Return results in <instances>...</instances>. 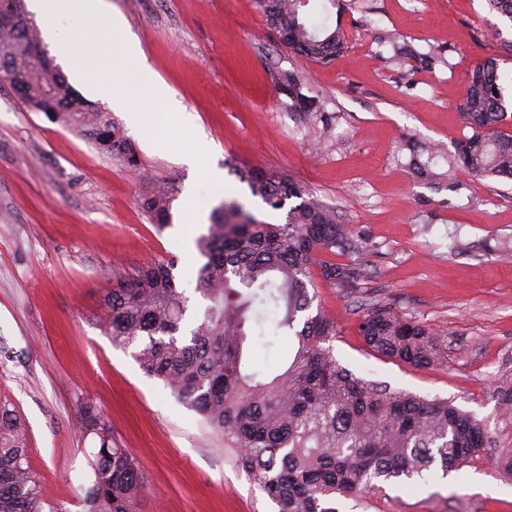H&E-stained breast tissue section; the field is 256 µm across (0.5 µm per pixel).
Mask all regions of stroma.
<instances>
[{
	"mask_svg": "<svg viewBox=\"0 0 512 512\" xmlns=\"http://www.w3.org/2000/svg\"><path fill=\"white\" fill-rule=\"evenodd\" d=\"M109 2L203 135L224 185L202 182L157 142L156 127L127 126L119 112L140 158L129 171L27 109L0 79V401L27 430L43 512H83L85 400L144 474L136 512H277L237 451L99 323L103 294L153 258L175 259L188 317L202 310L196 240L207 227L191 223L190 199L209 209L236 200L260 220L284 222L285 210L253 198L229 172V158L302 183L346 228L352 247L342 260L363 278L353 288L318 281L313 302L336 323V360L391 389L453 399L489 436L480 460L339 500V512H512V480L495 466L512 448V393L500 388L512 382V258L503 256L512 251V181L449 168L471 133L460 118L470 70L497 59L512 100V21L486 0H340L328 10L311 0L306 22L340 26L347 40L336 60L317 65L282 44L255 0ZM400 46L415 57L396 59ZM420 53L440 60L421 65ZM278 71L298 73L321 112L288 111L272 80ZM433 143L442 153L431 168L448 180L413 166ZM157 179L176 189L174 223L162 232L141 207ZM379 305L432 329L443 361L418 367L368 349L357 324ZM262 316L247 329L251 361L273 373L294 339L280 334L274 306Z\"/></svg>",
	"mask_w": 512,
	"mask_h": 512,
	"instance_id": "obj_1",
	"label": "stroma"
}]
</instances>
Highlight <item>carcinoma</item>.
<instances>
[{
  "label": "carcinoma",
  "mask_w": 512,
  "mask_h": 512,
  "mask_svg": "<svg viewBox=\"0 0 512 512\" xmlns=\"http://www.w3.org/2000/svg\"><path fill=\"white\" fill-rule=\"evenodd\" d=\"M309 0H258L268 23L287 29L283 43L298 56L329 64L346 48L340 28L318 34L301 21ZM47 50L34 23L0 27V73L25 83L30 110L60 119L102 152L135 171L139 159L111 113L82 98L62 74L43 69ZM491 58L475 67L460 113L473 134L458 144L455 162L481 177H512V134L499 72ZM291 112H316L294 72L273 74ZM228 169L250 194L274 210L286 202L285 222L260 221L237 201H224L198 241L205 262L196 291L206 301L189 333L183 332L186 297L175 261L150 260L132 281L103 295L102 326L112 341L136 345L142 371L162 380L181 402L240 450L239 462L259 482L278 512H339L336 497L359 495L380 484L410 480L438 468L446 473L480 459L487 432L448 400H427L355 376L326 342L334 322L310 314L314 274L342 288L362 280L361 268L322 255L351 248L336 213L300 183L264 169ZM175 189L158 182L141 206L158 231L173 224ZM273 303L278 327L293 333L297 349L281 373L269 378L247 367L249 315ZM372 350L426 366L442 359L435 333L390 306L368 311L357 326ZM81 427L96 443L92 472L81 486L84 512H134L143 474L118 447L101 411L81 404ZM40 476L28 463V438L16 412L0 401V512H42Z\"/></svg>",
  "instance_id": "carcinoma-1"
}]
</instances>
